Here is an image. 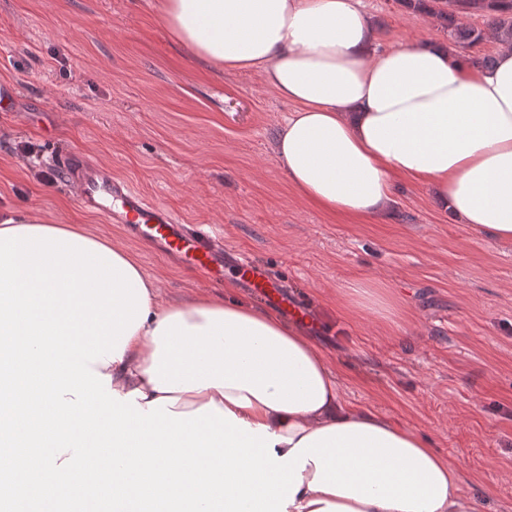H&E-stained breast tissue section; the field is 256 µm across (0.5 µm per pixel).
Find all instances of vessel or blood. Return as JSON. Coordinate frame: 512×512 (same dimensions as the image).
<instances>
[{
  "label": "vessel or blood",
  "mask_w": 512,
  "mask_h": 512,
  "mask_svg": "<svg viewBox=\"0 0 512 512\" xmlns=\"http://www.w3.org/2000/svg\"><path fill=\"white\" fill-rule=\"evenodd\" d=\"M65 179L71 180L82 203L123 225L134 237L155 248L175 255L183 263L215 275L224 267V245L216 230L190 228L164 206L124 179L113 176L111 169L96 165L85 157L68 155L61 162ZM241 277L249 288L273 302L292 317L303 318L297 302L291 301L271 282L262 265L243 259Z\"/></svg>",
  "instance_id": "vessel-or-blood-1"
}]
</instances>
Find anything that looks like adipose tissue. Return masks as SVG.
Segmentation results:
<instances>
[{"label":"adipose tissue","instance_id":"adipose-tissue-1","mask_svg":"<svg viewBox=\"0 0 512 512\" xmlns=\"http://www.w3.org/2000/svg\"><path fill=\"white\" fill-rule=\"evenodd\" d=\"M171 35L295 109L275 139L292 187L324 212L385 213L425 184L476 232L512 243V43L474 68L451 45L378 50L359 0H161ZM0 478L9 512L97 492L224 512H479L460 468L416 431L348 406L323 352L275 314L163 300L124 248L83 224L0 217Z\"/></svg>","mask_w":512,"mask_h":512}]
</instances>
